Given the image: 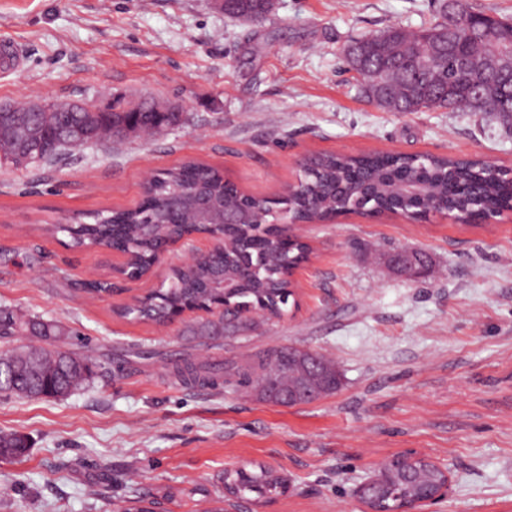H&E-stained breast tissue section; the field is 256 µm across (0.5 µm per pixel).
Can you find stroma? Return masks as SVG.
Wrapping results in <instances>:
<instances>
[{
    "mask_svg": "<svg viewBox=\"0 0 512 512\" xmlns=\"http://www.w3.org/2000/svg\"><path fill=\"white\" fill-rule=\"evenodd\" d=\"M435 0H276L260 22L218 0H0V40L22 66L0 104L152 98L185 121L52 165L0 166V306L61 320L64 348L95 375L53 399L0 393V512H120L134 496L207 512L225 471L257 464L285 494L253 512H367L355 494L379 463L416 451L446 470V496L419 512H512V213L496 224L442 216H349L303 231L312 252L294 305L212 336L211 314L164 326L120 308L155 291L186 256L170 248L137 281L122 254L46 232L134 206L147 175L194 159L244 192L274 197L307 155L480 156L512 168V128L486 112H392L371 102L342 50L390 25L419 29ZM90 281L113 283L91 294ZM293 345L335 360L340 389L280 406L175 377V365L247 361Z\"/></svg>",
    "mask_w": 512,
    "mask_h": 512,
    "instance_id": "obj_1",
    "label": "stroma"
}]
</instances>
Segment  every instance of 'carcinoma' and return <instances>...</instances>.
Listing matches in <instances>:
<instances>
[{"label":"carcinoma","instance_id":"1","mask_svg":"<svg viewBox=\"0 0 512 512\" xmlns=\"http://www.w3.org/2000/svg\"><path fill=\"white\" fill-rule=\"evenodd\" d=\"M228 15L247 21L262 20L267 14L265 0H235L228 4ZM460 25L448 34V54L434 60L421 71L420 61L433 49L435 32L446 25L439 13L427 26L408 32L399 25L355 41L367 69L388 80L389 100L380 106L394 112H420L446 109L450 112H497L512 114V95L498 82L490 81L479 70L456 66L461 55L493 56L500 52L502 33L512 29V20L470 11L467 0H460ZM483 86L488 95L486 106L473 103L474 88ZM134 120L135 134H152L180 121L175 112H156L144 103L140 111L125 114ZM118 112H5L0 115V163L30 166L57 159L63 150L87 143L112 142ZM159 188L186 195L205 194L216 200L235 195L242 206L264 220H276L284 203L266 196L244 195L236 185L222 178L221 172L204 163L186 161L160 174ZM304 194L292 203V210L311 220L321 221L332 212L354 210L363 214H381L403 209L422 216L439 207L467 221L476 217L481 206L488 212L512 207V179L491 175L478 160H458L450 155H431L424 161L413 154L372 152L315 154L311 169L303 173ZM155 198L147 195L135 206L95 213L90 222L61 224L54 230L70 238V246L80 248L103 245L129 253L135 266L147 270L162 247L171 239L189 231L187 225L171 227L151 223ZM306 252L301 243H260L254 228L243 225L222 261L229 272L248 271L238 288L228 297L231 309L218 314L214 328L244 325L241 313L252 309L281 311L289 303L288 273ZM214 259L202 256L194 263L171 271L167 286L160 293L141 299L136 308L124 314L156 325L167 323L174 310L182 306L210 305L215 293L207 287ZM21 334L32 337L5 354L14 370L0 379V392L25 397H61L94 376V365L84 354L72 350L48 349L41 342H56L71 335L60 321L40 317L23 318L9 307H0V336ZM310 354L293 346H279L256 354L250 364L224 360V387L250 388L258 398L292 406L335 392L341 382L336 365L326 359L310 370ZM175 375L202 385L213 381L206 367L193 364L175 366ZM24 437L0 433V456L18 457L25 451ZM377 479L359 491L360 500L371 512H403L416 506L425 494L445 482V471L423 458L407 457L382 463ZM284 479L270 467L257 465L253 470L240 468L224 474V495L243 501L261 502L285 492Z\"/></svg>","mask_w":512,"mask_h":512}]
</instances>
